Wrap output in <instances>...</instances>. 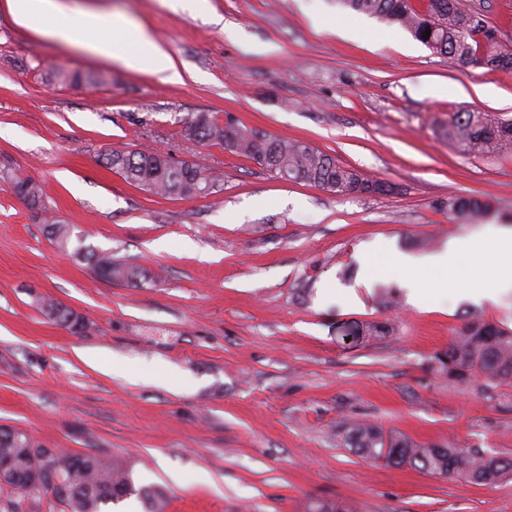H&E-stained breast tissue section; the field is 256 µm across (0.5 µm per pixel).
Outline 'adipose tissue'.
I'll return each mask as SVG.
<instances>
[{
  "mask_svg": "<svg viewBox=\"0 0 512 512\" xmlns=\"http://www.w3.org/2000/svg\"><path fill=\"white\" fill-rule=\"evenodd\" d=\"M68 16L67 22L52 28L51 37L66 42L80 40L82 48L92 56L107 60L116 56L127 68L149 67L161 74L163 80H179L180 75L164 49L144 29L112 26L108 14L95 11H80ZM105 27L112 30L111 39L97 38V31Z\"/></svg>",
  "mask_w": 512,
  "mask_h": 512,
  "instance_id": "obj_1",
  "label": "adipose tissue"
}]
</instances>
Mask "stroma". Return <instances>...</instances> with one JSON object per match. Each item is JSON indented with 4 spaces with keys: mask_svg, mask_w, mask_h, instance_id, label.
Listing matches in <instances>:
<instances>
[{
    "mask_svg": "<svg viewBox=\"0 0 512 512\" xmlns=\"http://www.w3.org/2000/svg\"><path fill=\"white\" fill-rule=\"evenodd\" d=\"M63 2L147 29L182 79L46 39L0 0V426L122 463L136 487L164 491L168 512H307L322 499L354 512H512L510 479L376 465L342 436L357 418L512 457V386L462 385L432 363L467 319L512 328V290L476 305L435 294L441 272L421 267L420 304L390 262L451 239L470 252L485 224L512 226V148L468 155L441 134L461 110L512 119V70L432 54L336 0ZM61 68L81 82L57 79ZM197 112L308 143L389 190L342 197L272 177L223 145L184 139L182 120ZM132 150L222 179L205 196L160 198L103 163ZM11 169L39 182L73 234L146 268L148 282L110 284L61 253L12 194ZM452 196L493 211L461 223ZM383 287L397 290V309L379 306ZM45 297L86 330L47 320ZM369 322L392 330L365 340ZM85 348L104 370L77 357ZM173 370L196 387L174 389Z\"/></svg>",
    "mask_w": 512,
    "mask_h": 512,
    "instance_id": "stroma-1",
    "label": "stroma"
}]
</instances>
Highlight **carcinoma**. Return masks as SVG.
<instances>
[{
  "label": "carcinoma",
  "instance_id": "carcinoma-1",
  "mask_svg": "<svg viewBox=\"0 0 512 512\" xmlns=\"http://www.w3.org/2000/svg\"><path fill=\"white\" fill-rule=\"evenodd\" d=\"M356 13L374 16L408 31L432 53L452 61L479 62L491 69H512V47L498 38L496 29L478 14L464 8L461 0H338ZM429 38H423L425 31ZM182 135L192 141L216 142L243 155L272 176L285 175L321 187L339 196L382 194L386 187L366 178L359 170L345 167L330 155L298 140L259 135L236 123L219 124L207 112L188 115ZM448 144L471 154L494 155L512 147V120L485 112H457L442 128ZM105 166L129 184L154 196L193 198L207 194L219 176L196 163L175 160L166 152L144 154L137 151L112 152ZM13 194L32 210L44 212L52 241L63 253L86 260L100 270V279L138 288L148 281L146 270L130 263L99 256L84 243L73 245L71 227L59 220L48 205L40 184L23 172L11 174ZM448 210L468 219L482 213V205L448 198ZM433 360L438 373L459 383L474 375L489 386L512 384V329L478 319L466 321L457 331L448 350ZM344 441L356 454L386 466L424 472L444 480L464 478L480 485H493L512 477V459L489 454L479 448L448 444H419L401 433L386 432L380 426L353 420L344 429ZM60 464L64 480L74 493L62 498L51 495L67 512H101L103 506L137 494L158 512L164 493L135 488L131 471L123 464L92 452L73 454L59 448L47 450L41 443L19 433L12 440L0 439V458L13 463L12 479L4 483L18 489L42 464L46 452Z\"/></svg>",
  "mask_w": 512,
  "mask_h": 512
}]
</instances>
